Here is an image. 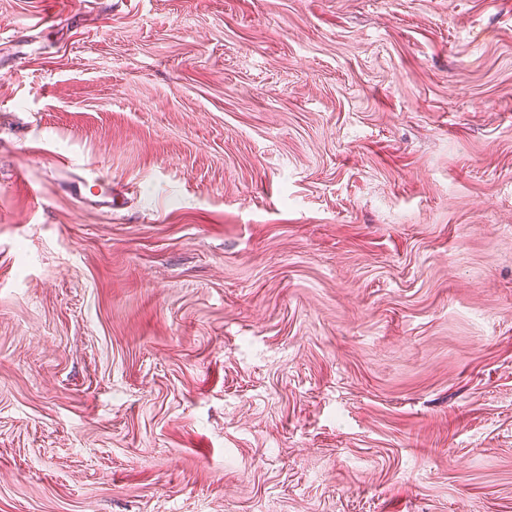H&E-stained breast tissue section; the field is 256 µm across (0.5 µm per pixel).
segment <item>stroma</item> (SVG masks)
<instances>
[{"label": "stroma", "mask_w": 512, "mask_h": 512, "mask_svg": "<svg viewBox=\"0 0 512 512\" xmlns=\"http://www.w3.org/2000/svg\"><path fill=\"white\" fill-rule=\"evenodd\" d=\"M0 512H512V0H0Z\"/></svg>", "instance_id": "35a3bbf8"}]
</instances>
